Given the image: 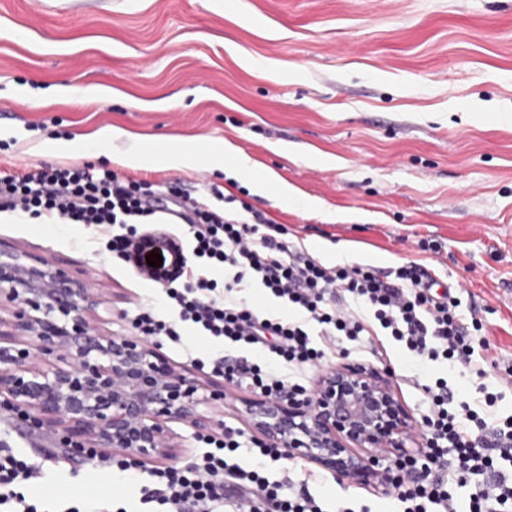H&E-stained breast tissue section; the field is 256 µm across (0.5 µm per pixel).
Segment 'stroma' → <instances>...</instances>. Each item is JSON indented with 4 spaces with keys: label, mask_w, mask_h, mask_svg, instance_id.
I'll return each instance as SVG.
<instances>
[{
    "label": "stroma",
    "mask_w": 512,
    "mask_h": 512,
    "mask_svg": "<svg viewBox=\"0 0 512 512\" xmlns=\"http://www.w3.org/2000/svg\"><path fill=\"white\" fill-rule=\"evenodd\" d=\"M62 83L101 94L43 96ZM504 112L512 114V0H0V170L91 165L191 195L213 185L284 224L296 246L320 241L326 265L385 272L413 260L438 282L466 289L461 311L481 318L477 338L494 359L485 379L387 345L382 370L416 420L426 406L411 376L447 377L458 401L486 384L498 396L494 413L512 414L504 383L512 373V122L499 121ZM106 126L129 131L151 153L231 141L254 171L276 173L312 205L252 195L206 161L131 168L118 159L119 143L62 158L46 151L51 141L85 140ZM107 241L82 226L0 213V247L27 250L104 289L99 327L129 334L139 310L167 314V287ZM159 344L175 365L228 384L234 400L202 412L236 433L241 447L231 462L245 470L256 465L242 415L253 391L199 361H263L308 388L318 375L191 328L181 342ZM1 434L70 499L89 506L117 494L139 512L152 463L94 467L2 408ZM266 474L307 487L325 512L340 501L354 512L399 509L388 492L298 456L268 463Z\"/></svg>",
    "instance_id": "obj_1"
}]
</instances>
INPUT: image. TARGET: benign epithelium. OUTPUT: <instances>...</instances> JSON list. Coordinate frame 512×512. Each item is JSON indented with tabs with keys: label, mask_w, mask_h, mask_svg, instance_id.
I'll return each mask as SVG.
<instances>
[{
	"label": "benign epithelium",
	"mask_w": 512,
	"mask_h": 512,
	"mask_svg": "<svg viewBox=\"0 0 512 512\" xmlns=\"http://www.w3.org/2000/svg\"><path fill=\"white\" fill-rule=\"evenodd\" d=\"M138 245L173 257L165 268L147 267L150 278H178L177 242L145 234ZM101 304L98 289L48 260L0 249V406L30 430L60 434L75 457L93 444L141 462L172 461L180 445L169 422L199 435L223 427L200 405L226 398L224 387L178 369L156 343L98 331ZM244 414L253 432L288 455L364 485L385 484L382 461L406 454L416 430L386 375L350 361L322 371L308 393L246 400Z\"/></svg>",
	"instance_id": "obj_1"
}]
</instances>
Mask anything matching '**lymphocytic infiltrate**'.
Listing matches in <instances>:
<instances>
[{
	"instance_id": "lymphocytic-infiltrate-1",
	"label": "lymphocytic infiltrate",
	"mask_w": 512,
	"mask_h": 512,
	"mask_svg": "<svg viewBox=\"0 0 512 512\" xmlns=\"http://www.w3.org/2000/svg\"><path fill=\"white\" fill-rule=\"evenodd\" d=\"M153 192L143 184L91 166L41 165L21 174L0 172V209L21 210L69 224L107 229L113 251L128 252L130 227L154 216ZM220 190L189 201V248L192 264L184 287L168 289L172 320L144 311L133 322L146 338H180V326L228 344L262 345L293 369L321 366L330 353L350 356L369 345L385 357L394 341L419 358L446 362L484 377L476 365L473 335L480 319H467L451 290L436 293L433 277L408 261L381 273L358 265L327 266L290 248L287 228L245 206L229 210ZM231 274L224 282L207 277L211 267ZM257 286L279 299L289 312L260 311L230 299L238 288ZM214 369L245 381L270 399L303 392L301 384L263 369L260 364H229L217 359ZM428 410L421 421L426 448L387 469L385 479L396 492L401 512H457L455 487L472 486L468 512H512V415L489 414L496 398L479 385L473 400L454 402L446 378L421 385ZM206 451L183 466L152 471V486L141 490L142 504L155 512H323L307 488L288 493L269 480L264 461L285 457L283 448L252 439L259 466L243 470L229 458L240 446L232 432L206 437ZM454 469L456 482L443 473ZM42 471L12 449L0 448V512H85L63 502ZM236 492H225V478ZM39 484L37 495L28 492Z\"/></svg>"
}]
</instances>
